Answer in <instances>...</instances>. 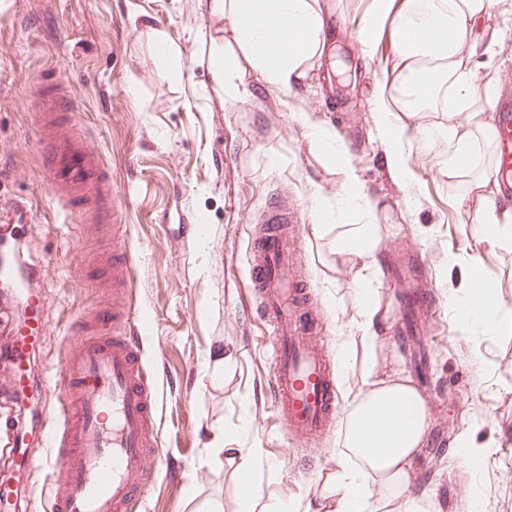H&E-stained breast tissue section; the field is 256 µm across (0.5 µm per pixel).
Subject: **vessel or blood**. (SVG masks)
Returning a JSON list of instances; mask_svg holds the SVG:
<instances>
[{"mask_svg":"<svg viewBox=\"0 0 512 512\" xmlns=\"http://www.w3.org/2000/svg\"><path fill=\"white\" fill-rule=\"evenodd\" d=\"M498 114L495 177L512 196V93L493 103ZM69 81L52 74L30 88L26 117L42 157L44 188L61 210L80 217L81 238L112 239L110 255L93 259L103 275L100 288L112 291L111 304L85 313L93 336L77 341L63 370L42 379L32 373V357L52 330L42 317L48 267L22 260L32 225L28 209L10 203L0 220V308H23L26 318L0 338V390L16 402L40 394L63 421L46 433L53 453L33 462L12 449V465L26 470H64L65 480L50 503L28 512H132L151 488L148 471L161 465L163 451L153 436L156 400L129 303L136 268L124 235L123 207L97 146L80 134L68 115L79 110ZM261 230L250 247L249 279L257 314L271 327L273 373L269 400L297 445L327 435L340 409L335 365L316 337L323 312L295 259L301 212L287 192L273 194L254 218Z\"/></svg>","mask_w":512,"mask_h":512,"instance_id":"1","label":"vessel or blood"}]
</instances>
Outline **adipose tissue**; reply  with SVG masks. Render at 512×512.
<instances>
[{"label": "adipose tissue", "instance_id": "1", "mask_svg": "<svg viewBox=\"0 0 512 512\" xmlns=\"http://www.w3.org/2000/svg\"><path fill=\"white\" fill-rule=\"evenodd\" d=\"M499 0H373L360 33L363 52H370L383 23L395 31L396 68L386 94L375 100L379 128L388 140L387 165L406 177L403 155L412 147L444 144L437 164L453 185L482 194L476 221L512 240V205L485 191L494 167L496 124L491 116L493 87L475 81L476 56L484 38L493 37L489 22ZM212 14L232 20L234 50H216L212 66L225 99L236 102L247 90L238 70L248 63L268 85L288 89L297 84L314 58L329 51L334 25L320 0H211ZM262 16L267 26H253L249 17ZM428 113L429 119L409 126V117ZM314 147L343 175V192L336 204H321L322 221L332 222L357 212L363 223L336 234V254L359 255L365 263L353 275L364 336L374 334L373 284L377 277L376 204L364 192L352 165L348 144L334 128L309 124ZM490 281L478 280L462 299L449 305L466 322L495 328L512 326V313L484 302ZM365 390L343 426L344 461L327 481L335 503L328 512H384L378 488H406L412 460L429 426L426 403L410 381L364 370Z\"/></svg>", "mask_w": 512, "mask_h": 512}]
</instances>
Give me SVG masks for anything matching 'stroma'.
I'll list each match as a JSON object with an SVG mask.
<instances>
[{
	"label": "stroma",
	"mask_w": 512,
	"mask_h": 512,
	"mask_svg": "<svg viewBox=\"0 0 512 512\" xmlns=\"http://www.w3.org/2000/svg\"><path fill=\"white\" fill-rule=\"evenodd\" d=\"M0 13V142L12 155L0 165V206L19 201L34 232L25 258L52 263L46 312L55 331L43 337L32 367L36 376L61 369L85 308L97 299L79 277L84 251L79 218L58 217L43 189L41 158L23 109L31 82L60 69L80 103L72 121L101 149L126 208L125 234L138 269L130 305L143 360L153 374L155 430L166 458L137 512H204L219 502L238 512L240 457L255 453L253 475L267 502L319 512L326 477L344 459L342 429L295 446L266 392L273 369L268 327L257 315L247 276L252 218L268 195L285 190L298 203L299 269L326 313L322 335L331 357L348 350L337 369L340 411L361 395L366 366L378 374L422 381L429 427L410 473L409 496L426 512H502L512 506V328L464 326L448 305L453 283L480 274L493 281L496 305L512 311V245L473 218L479 194L458 203L437 165L418 166L412 183L387 168V144L375 124L371 99L396 63L391 30H379L370 57L359 45L362 17L373 0H320L336 15L332 50L315 59L301 82L283 91L248 65L239 77L249 95L236 103L212 74L215 47L233 42L230 20L212 15L209 0H9ZM493 18L498 86L512 85V0ZM65 39H58L57 29ZM163 30L180 49L163 68L152 41ZM333 126L350 145L362 186L377 203L382 258L416 250L436 296L426 311L425 338L399 345L396 326L409 322L410 290L395 266L382 268L375 306L385 331L363 337L352 276L362 263L337 261L336 226L320 225L317 199L336 201L342 177L314 149L301 115ZM191 235L178 236L183 221ZM41 397L23 405L0 400V441L15 429L29 434L41 456L42 433L32 414H45ZM224 452L214 450L216 432ZM469 441L483 462H461ZM63 471L19 472L0 462V479L23 498L49 501Z\"/></svg>",
	"instance_id": "obj_1"
}]
</instances>
